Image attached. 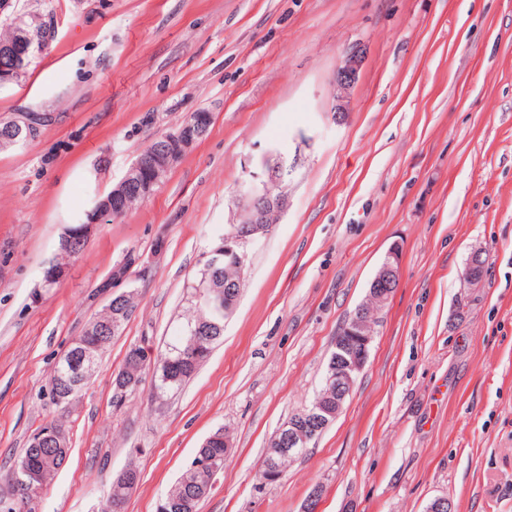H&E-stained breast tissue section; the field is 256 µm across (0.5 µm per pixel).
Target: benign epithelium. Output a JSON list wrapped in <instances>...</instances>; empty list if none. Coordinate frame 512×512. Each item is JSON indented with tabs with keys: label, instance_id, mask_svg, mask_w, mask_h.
Listing matches in <instances>:
<instances>
[{
	"label": "benign epithelium",
	"instance_id": "obj_1",
	"mask_svg": "<svg viewBox=\"0 0 512 512\" xmlns=\"http://www.w3.org/2000/svg\"><path fill=\"white\" fill-rule=\"evenodd\" d=\"M2 15L11 19L13 27L16 28V38L13 43L0 46V56L12 59L15 71L21 73L32 55L46 51L52 43L56 36L55 23L47 21L39 29L25 26L22 18L16 14L13 0H0V16ZM359 66L360 55L354 49L347 52L337 66L336 103L332 107V118L335 120L346 112L350 89L356 81ZM211 121L212 114L208 112L197 123L181 125L163 135L149 153L134 165V169L148 172L150 180L138 183L129 176L123 177L112 188V198L106 197L98 201L90 212L89 223L68 234L70 242L75 244L88 240L95 224L102 216L121 214V205L129 194L150 196L152 187L161 183L181 157L203 140ZM13 122L17 135L24 137L25 140L38 137L40 127L36 117L21 114L13 119ZM265 167L263 179L248 191L249 202L241 206L237 212L232 232L224 235V241L203 256V265L207 270L213 268L221 256L232 254L236 257V279L224 282L222 290L208 288L199 291L197 295L199 299L203 297L207 301L224 304L226 317L233 312L240 294L246 259L242 250L243 244L267 233L270 218L280 216L286 205L284 195H275L272 190V186L283 179V157L279 156L271 163L265 162ZM481 258V251L475 250L471 253L465 273L467 281L475 282L482 276ZM400 259L399 247L392 246L371 280L366 300L349 319L348 332L351 334V340L335 344L340 354L336 356V361L330 364L326 381L327 395L315 407L299 411L277 431L272 442V455L267 461L269 470L279 471L280 460L287 457L295 458L297 449L309 447L341 413L347 398L353 392L359 374L366 365L370 346L376 334L378 314L398 286ZM136 261L137 258L134 256L127 258L113 269L110 278L101 285L102 293L107 296L108 302L124 296V292L118 291V288L127 279L128 267ZM97 369L98 363L94 357L77 352L64 362V371L61 373L62 385L80 386L87 382ZM67 439L65 428L58 422L45 424L32 436L33 445L36 447L63 448ZM193 468L209 475L213 481L223 473L220 460L205 454L194 457Z\"/></svg>",
	"mask_w": 512,
	"mask_h": 512
}]
</instances>
